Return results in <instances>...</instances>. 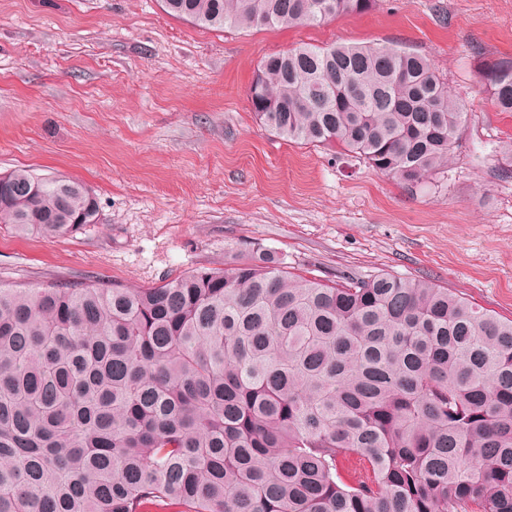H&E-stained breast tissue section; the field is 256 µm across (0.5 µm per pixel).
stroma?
<instances>
[{
  "instance_id": "35a3bbf8",
  "label": "stroma",
  "mask_w": 512,
  "mask_h": 512,
  "mask_svg": "<svg viewBox=\"0 0 512 512\" xmlns=\"http://www.w3.org/2000/svg\"><path fill=\"white\" fill-rule=\"evenodd\" d=\"M426 56L468 109L448 165L408 186L284 140L247 97L303 43ZM512 58V0H377L317 27L205 30L160 0H0V174L86 183L96 223L46 239L0 225V283L151 287L253 252L336 280L433 281L512 318V114L477 78Z\"/></svg>"
}]
</instances>
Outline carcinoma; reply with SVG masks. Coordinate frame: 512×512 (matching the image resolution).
<instances>
[{"mask_svg":"<svg viewBox=\"0 0 512 512\" xmlns=\"http://www.w3.org/2000/svg\"><path fill=\"white\" fill-rule=\"evenodd\" d=\"M206 29L320 26L375 0H162ZM479 81L512 112V58ZM256 118L415 185L464 103L425 57L261 59ZM0 175V224L98 216L87 185ZM512 512V319L390 273L331 284L261 252L150 288L0 284V512Z\"/></svg>","mask_w":512,"mask_h":512,"instance_id":"1","label":"carcinoma"}]
</instances>
